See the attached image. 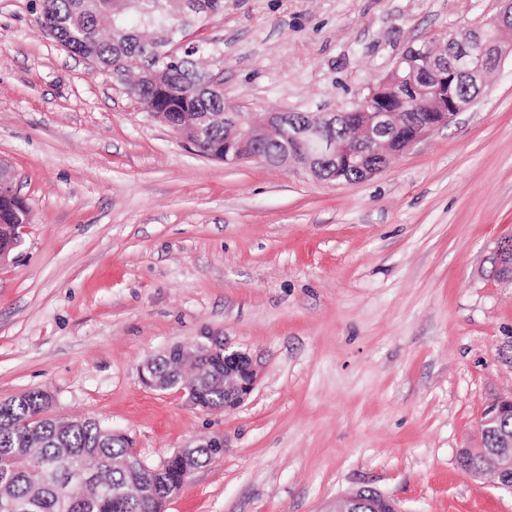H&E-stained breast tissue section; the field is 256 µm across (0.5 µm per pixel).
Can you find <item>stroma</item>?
<instances>
[{
    "label": "stroma",
    "mask_w": 512,
    "mask_h": 512,
    "mask_svg": "<svg viewBox=\"0 0 512 512\" xmlns=\"http://www.w3.org/2000/svg\"><path fill=\"white\" fill-rule=\"evenodd\" d=\"M0 0V159L31 210L0 263V400L97 418L147 463L218 435L224 453L166 512H323L371 487L403 512H512L458 466L512 395V55L473 109L382 171L329 183L296 165L197 155L111 74ZM498 0H224L196 33L224 102L350 109L409 44L479 28ZM249 351L231 410L140 380L197 337Z\"/></svg>",
    "instance_id": "1"
}]
</instances>
